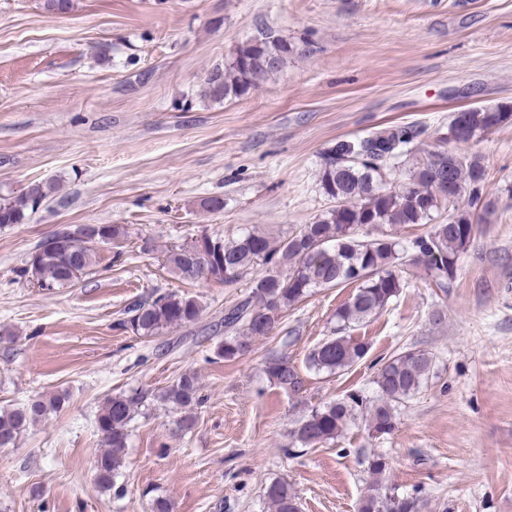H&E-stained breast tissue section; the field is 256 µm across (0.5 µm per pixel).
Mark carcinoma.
Returning <instances> with one entry per match:
<instances>
[{"label":"carcinoma","mask_w":512,"mask_h":512,"mask_svg":"<svg viewBox=\"0 0 512 512\" xmlns=\"http://www.w3.org/2000/svg\"><path fill=\"white\" fill-rule=\"evenodd\" d=\"M298 49L288 41L268 36L239 46L226 64L214 66L204 82V95L220 102L240 98L259 88L281 71L288 56ZM278 62H267L269 55ZM471 128L474 142L512 120V106L496 105L459 111ZM457 117H452L442 145L415 159L405 178L382 186V172L393 170L414 156V144L423 131L413 126L391 125L367 136L336 141L323 157L321 188L334 206L311 224H301L285 236L244 229L233 239L207 236L206 252L211 280L232 286L249 281V292L224 309V344L218 354L235 360L269 336L284 314L312 293L346 282L357 284L355 293L336 309V335L318 344L308 356L309 368L340 373L367 353L366 346L343 332L360 326L384 311L405 286L403 273L416 267L438 288L448 287L457 261L470 246L469 232L494 210L485 192V169L477 154L447 151ZM58 186L38 182L20 195L0 200V226L21 224L27 211L37 209ZM444 210L447 218L415 238L402 242L391 230L405 224H422ZM91 241L76 253L66 248L39 253L38 273L46 287L73 285L93 266L94 242L119 243L127 231L118 224H88ZM199 263L196 242L170 249L165 265L181 279L195 283ZM202 312L198 299L175 292L135 301L123 325L139 336H159L170 328L195 322ZM433 363L431 353L407 349L391 355L377 369L375 397L353 392L341 399L311 407L291 431L294 445L316 448L340 437L347 426L363 419L375 436L396 427L398 406L422 387ZM266 374L294 395L306 392L296 367L281 356L266 365ZM199 378L183 373L163 392L135 390L105 400L97 416L103 450L96 457L97 484L109 489L123 467L128 448V426L140 410L160 401L184 411V430L196 423L193 407L202 403ZM62 394L39 396L17 408H0V448L13 446L30 426L60 409ZM371 476L358 512H417V499L398 493L386 480L389 462L382 454L367 458ZM265 497L273 512H299L298 497L288 482L267 486Z\"/></svg>","instance_id":"carcinoma-1"}]
</instances>
